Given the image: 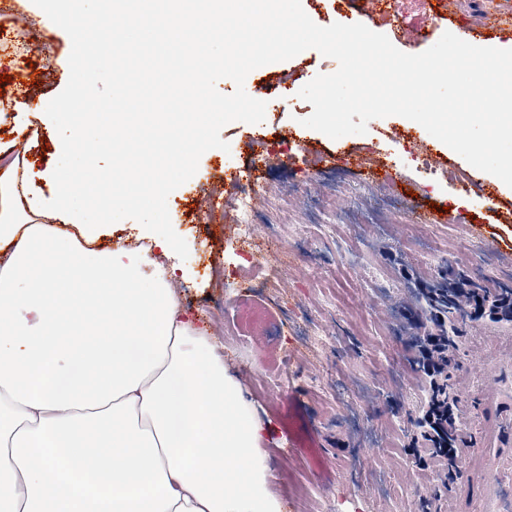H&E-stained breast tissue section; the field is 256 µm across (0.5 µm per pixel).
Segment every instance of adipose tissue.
<instances>
[{
    "instance_id": "obj_1",
    "label": "adipose tissue",
    "mask_w": 512,
    "mask_h": 512,
    "mask_svg": "<svg viewBox=\"0 0 512 512\" xmlns=\"http://www.w3.org/2000/svg\"><path fill=\"white\" fill-rule=\"evenodd\" d=\"M88 2L42 0L46 27L71 30L82 64L68 93L20 109L63 124L62 150L90 130L111 142L107 187L76 165L52 173L48 197L0 177V512H282L263 488L264 429L172 286L164 260L178 242L125 251L99 239L128 192L161 206L168 174L189 175L205 128L223 120L203 45L230 20H290L281 0H145L112 41L151 44L161 80L194 108L152 113L120 142L115 116L76 109L111 70L86 42Z\"/></svg>"
}]
</instances>
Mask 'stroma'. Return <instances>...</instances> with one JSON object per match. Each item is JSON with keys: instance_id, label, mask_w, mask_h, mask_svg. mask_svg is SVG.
<instances>
[{"instance_id": "1", "label": "stroma", "mask_w": 512, "mask_h": 512, "mask_svg": "<svg viewBox=\"0 0 512 512\" xmlns=\"http://www.w3.org/2000/svg\"><path fill=\"white\" fill-rule=\"evenodd\" d=\"M347 23L385 34L416 54L412 34L452 32L461 39L512 45V26L492 27L512 13V0H446L435 17L431 0H351ZM32 35L23 55L15 36ZM86 39L130 69L123 101L124 135L143 129L166 106L164 91L142 83L158 67L150 45H114L98 22ZM81 61L67 27L45 28L38 0H14L0 21V99H49L67 93ZM334 59L308 49L251 71L247 93L266 103L259 124L233 122L221 131L228 150L211 149L196 174L168 197L175 232L189 255L174 289L209 336L224 346V365L241 386L255 420L265 424L263 487L283 512H482L486 461L512 466V323L460 324L449 369L463 412L462 463L450 467L415 442L414 426L429 379L416 368L417 338L430 324L415 297L448 285L454 267L483 287L504 279L512 263V191L404 117L369 122L363 135L337 140L302 126L313 111L299 90ZM401 138H392V131ZM288 141L273 155L253 145L277 132ZM61 132L50 116L24 114L22 126L0 125V170L27 159L37 188L51 193L48 172L61 166ZM445 168L461 173L442 178ZM259 189L264 219L237 236V184ZM436 213L437 221L419 217ZM271 325L267 336L245 325L248 309ZM324 341L311 350L313 335Z\"/></svg>"}]
</instances>
